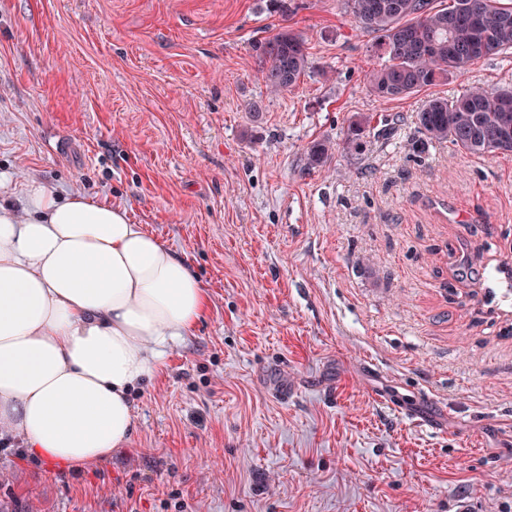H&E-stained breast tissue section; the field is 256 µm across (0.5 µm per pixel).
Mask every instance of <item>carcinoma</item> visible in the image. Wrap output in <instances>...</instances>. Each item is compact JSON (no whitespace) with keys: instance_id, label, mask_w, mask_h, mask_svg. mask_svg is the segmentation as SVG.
<instances>
[{"instance_id":"obj_1","label":"carcinoma","mask_w":512,"mask_h":512,"mask_svg":"<svg viewBox=\"0 0 512 512\" xmlns=\"http://www.w3.org/2000/svg\"><path fill=\"white\" fill-rule=\"evenodd\" d=\"M357 26L381 39L387 60L368 77L384 100L410 96L465 72L476 61L512 48V4L501 0H345ZM454 51L448 52V46ZM306 42L292 30L278 31L263 49L262 73L273 91L296 87L308 69ZM429 141H448L470 155L512 152V87L471 88L448 99H428L418 113ZM366 122L349 124L336 147L361 154ZM331 147L316 142L307 165L324 163Z\"/></svg>"}]
</instances>
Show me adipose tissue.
Segmentation results:
<instances>
[{"label": "adipose tissue", "instance_id": "obj_1", "mask_svg": "<svg viewBox=\"0 0 512 512\" xmlns=\"http://www.w3.org/2000/svg\"><path fill=\"white\" fill-rule=\"evenodd\" d=\"M0 204V441L69 470L111 457L131 393L204 316V284L123 207L30 181Z\"/></svg>", "mask_w": 512, "mask_h": 512}]
</instances>
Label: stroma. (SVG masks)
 I'll return each mask as SVG.
<instances>
[{"label": "stroma", "instance_id": "obj_1", "mask_svg": "<svg viewBox=\"0 0 512 512\" xmlns=\"http://www.w3.org/2000/svg\"><path fill=\"white\" fill-rule=\"evenodd\" d=\"M283 28L310 67L275 93ZM381 63L344 0H0V175L125 206L209 298L126 448L0 447V512H512V154L415 148L512 49L396 100ZM306 42L302 34L292 30L278 31L263 49L262 73L272 91L296 87L309 68ZM366 122L361 120L352 121L344 132L340 142L336 143L337 148H342L347 153L361 154L364 142L363 135L366 131Z\"/></svg>", "mask_w": 512, "mask_h": 512}]
</instances>
